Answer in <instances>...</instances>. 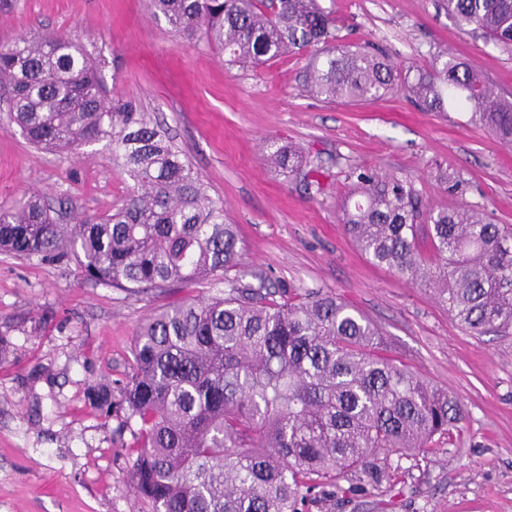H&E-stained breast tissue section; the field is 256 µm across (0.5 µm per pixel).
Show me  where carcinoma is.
<instances>
[{"label": "carcinoma", "instance_id": "cac0c4a2", "mask_svg": "<svg viewBox=\"0 0 512 512\" xmlns=\"http://www.w3.org/2000/svg\"><path fill=\"white\" fill-rule=\"evenodd\" d=\"M448 16L512 46V0H446ZM172 30L204 37L229 67L311 53L305 84L326 101L379 97L398 69L369 50L337 43V19L319 0H151ZM424 110H470V123L512 145V101L460 58L441 53L404 80ZM0 89L27 140L77 153L100 142L133 181L113 212L52 217L31 192L0 204V251L56 264L76 262L89 280L141 294L170 283L225 282L204 302L152 315L134 336L120 382L87 398L101 414L137 424L133 488L152 512H300L313 492L336 488L346 470L379 478L381 452H428L466 417L448 390L383 352L381 334L335 293L272 289L224 280L237 264V225L207 194L169 137L130 104L103 95L80 42L25 37L0 48ZM268 159L307 185L320 167L295 148ZM342 224L359 250L399 277L425 274L437 302L474 335L512 329V229L466 206L434 208L412 182L357 176ZM426 226L433 255L418 246Z\"/></svg>", "mask_w": 512, "mask_h": 512}]
</instances>
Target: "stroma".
Returning <instances> with one entry per match:
<instances>
[{"label":"stroma","mask_w":512,"mask_h":512,"mask_svg":"<svg viewBox=\"0 0 512 512\" xmlns=\"http://www.w3.org/2000/svg\"><path fill=\"white\" fill-rule=\"evenodd\" d=\"M321 3L341 19V42L369 44L403 70L445 50L512 99V49L462 32L439 0ZM48 33L78 39L108 100L136 102L186 154L238 227L228 279L335 292L378 327L391 357L465 404L459 430L430 452L381 454L380 480L348 471L308 512H512V335L462 330L423 280L361 254L339 211L357 174L374 170L412 181L431 206L462 202L512 226V146L467 113L425 111L397 88L362 102L309 97L303 53L227 68L222 51L183 39L150 0H0V46ZM271 143L309 153L320 187L268 164ZM444 175L462 182L463 197L446 194ZM132 186L109 143L37 150L0 102V203L38 192L54 208L103 214ZM223 289L204 281L132 295L72 264L0 252V334L12 346L0 362V512H149L131 488L132 429L101 416L87 389L125 377L152 314Z\"/></svg>","instance_id":"stroma-1"}]
</instances>
